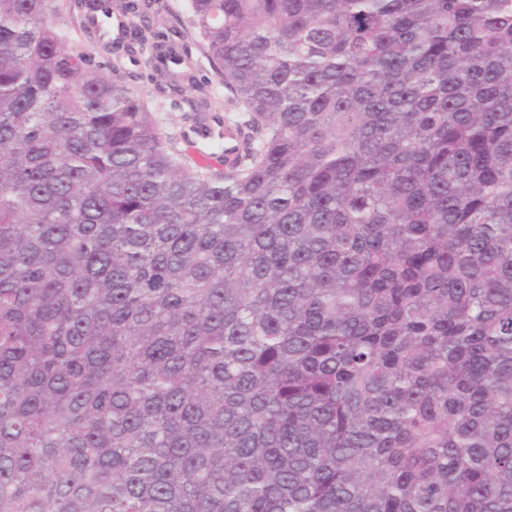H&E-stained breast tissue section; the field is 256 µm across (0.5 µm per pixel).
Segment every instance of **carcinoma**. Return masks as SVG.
Returning a JSON list of instances; mask_svg holds the SVG:
<instances>
[{
	"mask_svg": "<svg viewBox=\"0 0 512 512\" xmlns=\"http://www.w3.org/2000/svg\"><path fill=\"white\" fill-rule=\"evenodd\" d=\"M60 10L0 0V512H512V0H188L225 170ZM209 127L212 136H214L215 138H217L218 133L224 134V145H227V149L224 152V162L225 159H227V162L228 160L230 161V159H232L235 156V149L239 148L241 142L240 135L237 129L229 123L225 125H219L214 121L209 122Z\"/></svg>",
	"mask_w": 512,
	"mask_h": 512,
	"instance_id": "carcinoma-1",
	"label": "carcinoma"
}]
</instances>
